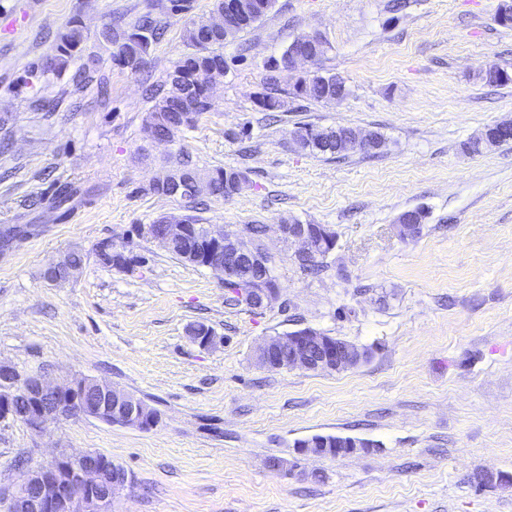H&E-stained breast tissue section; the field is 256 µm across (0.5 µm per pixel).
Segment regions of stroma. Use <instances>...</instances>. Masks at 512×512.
<instances>
[{"label":"stroma","mask_w":512,"mask_h":512,"mask_svg":"<svg viewBox=\"0 0 512 512\" xmlns=\"http://www.w3.org/2000/svg\"><path fill=\"white\" fill-rule=\"evenodd\" d=\"M504 0H275L225 43L215 108L174 143L146 138L148 84L190 51L186 18L163 16L146 66L113 64L99 33L155 0H0V227L35 230L0 252V361L59 382L112 383L155 408L140 431L79 416L38 434L0 421V512L27 470L97 452L133 476L112 512H512V140L471 153L485 128L512 121V24ZM84 24L79 63L98 61L109 95L69 108V74L29 79L71 18ZM329 49L320 73L344 79L336 102L287 99L276 119L255 104L268 67L297 36ZM44 99L53 112L34 108ZM304 121L377 131L386 145L328 160L298 150ZM201 172L242 170L230 199L205 197L202 223L264 224L280 299L255 312L225 305L223 276L188 265L145 228L180 216L149 191L176 151ZM78 190L55 207L58 188ZM425 214L399 238L405 211ZM293 217L337 235L322 279L305 276L275 226ZM127 269L99 263L102 240ZM68 280L46 266L72 251ZM202 322L217 338L199 347ZM310 327L367 347L340 372L267 370L259 343ZM314 435L373 441V450L298 454ZM295 462L283 473L270 458ZM491 481L477 483V475ZM71 255L74 263L78 265H74L71 262V256L68 255L61 262L49 264L44 273L45 278L52 282L61 281L69 278L74 271L79 269L84 258L82 252L78 250L73 251Z\"/></svg>","instance_id":"1"}]
</instances>
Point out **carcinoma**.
I'll list each match as a JSON object with an SVG mask.
<instances>
[{
	"label": "carcinoma",
	"mask_w": 512,
	"mask_h": 512,
	"mask_svg": "<svg viewBox=\"0 0 512 512\" xmlns=\"http://www.w3.org/2000/svg\"><path fill=\"white\" fill-rule=\"evenodd\" d=\"M159 8L169 15H178L188 13L192 5L191 0H159ZM162 35L163 28L151 12L140 15L131 25L109 23L100 32L102 42L113 48L112 61L128 69L139 60L146 61L153 45ZM184 37L188 45L194 48V52L178 60L166 73L162 84L151 90L152 105L144 119V125L147 126L154 121L157 114L166 113L172 141L184 130L195 127L201 117L214 108L212 91L207 85L195 79V73L207 72L214 68L221 73L224 72V31L213 28L209 19L196 17L190 19L185 27ZM83 41L84 33L80 21L71 20L64 31L58 34L51 55L37 66V71L43 75H59L68 70L71 62L81 51ZM269 69L272 74L267 76L264 92L259 94L256 104L263 112H277L284 107L278 79L273 75L278 66L274 63ZM177 73L181 74L178 82L175 81ZM71 82L76 93L83 92L93 85L101 95L107 91L103 79L98 76V70L88 66L77 69L71 77ZM291 95L295 99L310 98L325 102L336 95V75H323L317 72L308 89L301 93L295 90ZM298 148L329 159L344 158L354 151V148L334 139L321 147L312 142L300 144ZM193 171L194 164L189 155L184 153L178 154L174 162L161 169L163 174ZM242 175L244 172L236 169H215L209 173L210 195L225 200L232 198L231 184ZM180 200L185 203L188 213L176 217V220L195 225L199 230V236H205L204 225L200 224L198 216L194 215L198 205L197 197L182 195ZM97 256L99 261L108 267L125 269L133 262L128 256L121 263L114 262V246L110 241L99 243Z\"/></svg>",
	"instance_id": "carcinoma-1"
}]
</instances>
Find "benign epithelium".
Segmentation results:
<instances>
[{
    "mask_svg": "<svg viewBox=\"0 0 512 512\" xmlns=\"http://www.w3.org/2000/svg\"><path fill=\"white\" fill-rule=\"evenodd\" d=\"M264 8L265 0H255L251 4L244 0H224V11L213 19L212 26L224 30L227 38L232 28ZM321 50V35L300 36L279 62V68L295 71L318 59ZM506 134L512 137L511 121L486 129L482 141L493 145L498 143L499 136ZM290 138L297 142L327 140L326 132L320 128L296 130ZM174 185L185 186L200 195L209 190L210 180L197 173L180 174L174 178ZM278 230L297 243L294 258L298 262H306L322 253L329 254L336 247V238L325 225L319 226L316 234L308 224H280ZM149 237L165 250L183 248L186 260L218 271L226 279L236 278L242 265L266 268L272 264L268 252L259 255L252 252L242 233L229 232L213 224L207 225V246L202 249L194 246L193 230L186 224L164 221L153 226ZM77 269L79 266L68 256L61 262L49 264L45 278L52 282L65 280ZM250 292L257 307L265 309L278 301L280 289L277 282L269 281ZM285 356L291 368L337 372L359 364L366 354L349 346H339L331 337L306 328L275 341L266 340L258 347L256 360L271 368L279 366ZM19 392L28 401L22 422L38 433L71 415L92 417L110 425L138 430H150L160 421V416L142 400L107 382L81 377L70 382L52 383L37 376L23 377L14 367L0 363V421L16 418L14 400ZM59 461L60 467L56 471L36 469L26 473L12 493L11 512H101L104 504L113 501L120 491L133 483L131 473L96 453L63 455Z\"/></svg>",
    "mask_w": 512,
    "mask_h": 512,
    "instance_id": "obj_1",
    "label": "benign epithelium"
}]
</instances>
